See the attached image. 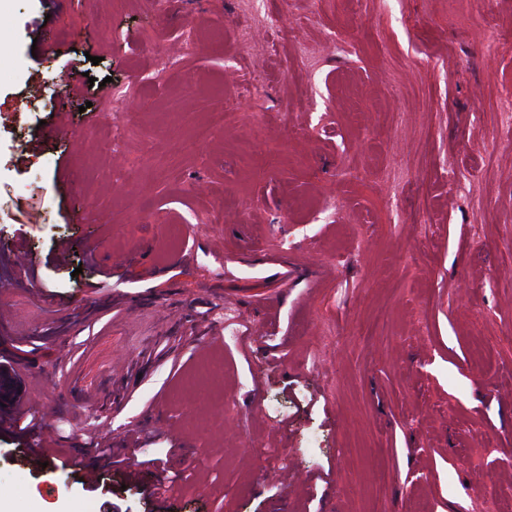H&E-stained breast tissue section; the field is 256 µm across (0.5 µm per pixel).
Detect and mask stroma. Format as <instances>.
<instances>
[{
  "label": "stroma",
  "mask_w": 512,
  "mask_h": 512,
  "mask_svg": "<svg viewBox=\"0 0 512 512\" xmlns=\"http://www.w3.org/2000/svg\"><path fill=\"white\" fill-rule=\"evenodd\" d=\"M507 102L512 0H0V350L70 451L187 477L0 435V512H512ZM74 364L115 402L75 416Z\"/></svg>",
  "instance_id": "1"
}]
</instances>
